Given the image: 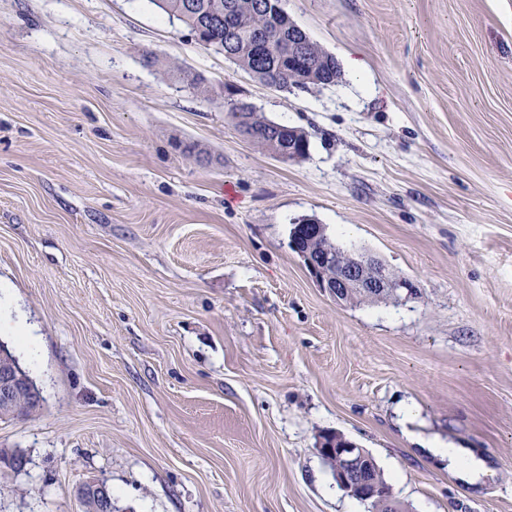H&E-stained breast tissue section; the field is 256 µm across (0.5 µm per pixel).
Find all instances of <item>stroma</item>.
<instances>
[{"mask_svg":"<svg viewBox=\"0 0 512 512\" xmlns=\"http://www.w3.org/2000/svg\"><path fill=\"white\" fill-rule=\"evenodd\" d=\"M281 6L338 83L264 86L149 0H0V344L41 395L0 419L25 459L0 512H86L96 479L113 512H370L328 431L410 512H512V0ZM236 102L307 155L243 138ZM304 218L418 297L336 305ZM317 451L323 462L332 468L337 483L351 496L364 501L385 499L373 476V459L364 448L340 433L320 437ZM432 453L435 457L447 461L449 473L457 475L473 487H478L483 477L494 472L483 453L476 448L434 447Z\"/></svg>","mask_w":512,"mask_h":512,"instance_id":"obj_1","label":"stroma"}]
</instances>
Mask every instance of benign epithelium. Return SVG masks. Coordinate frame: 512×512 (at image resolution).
I'll use <instances>...</instances> for the list:
<instances>
[{
    "instance_id": "1",
    "label": "benign epithelium",
    "mask_w": 512,
    "mask_h": 512,
    "mask_svg": "<svg viewBox=\"0 0 512 512\" xmlns=\"http://www.w3.org/2000/svg\"><path fill=\"white\" fill-rule=\"evenodd\" d=\"M323 233V225L307 219L299 227L292 247L318 287L336 304L349 303L355 294L375 300L398 297L404 302L417 296V288L412 281L395 275L381 259L370 253L357 252L340 258L332 249L324 247L316 252L309 248V240ZM21 393L28 395L34 404H40L41 397L27 376L14 364L0 362V411L15 409L16 397ZM317 451L347 493L358 495L365 501L384 498L388 509L397 508L392 499L381 493V487L373 479V459L356 442L337 432L328 433L320 437ZM88 491L94 493L99 512H112V495L107 483L94 481L82 487L78 496L82 498Z\"/></svg>"
}]
</instances>
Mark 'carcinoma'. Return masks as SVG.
I'll return each instance as SVG.
<instances>
[{
  "mask_svg": "<svg viewBox=\"0 0 512 512\" xmlns=\"http://www.w3.org/2000/svg\"><path fill=\"white\" fill-rule=\"evenodd\" d=\"M281 0H151L162 12L175 16L190 32L214 39L212 50L246 70L260 82L307 90L331 85L341 78L336 58L312 42L280 6ZM305 41L308 65L295 68L288 59V43ZM238 130L251 141L273 151L291 147L298 158L309 149L307 133L283 126L276 131L270 120L243 102L229 108Z\"/></svg>",
  "mask_w": 512,
  "mask_h": 512,
  "instance_id": "obj_1",
  "label": "carcinoma"
}]
</instances>
